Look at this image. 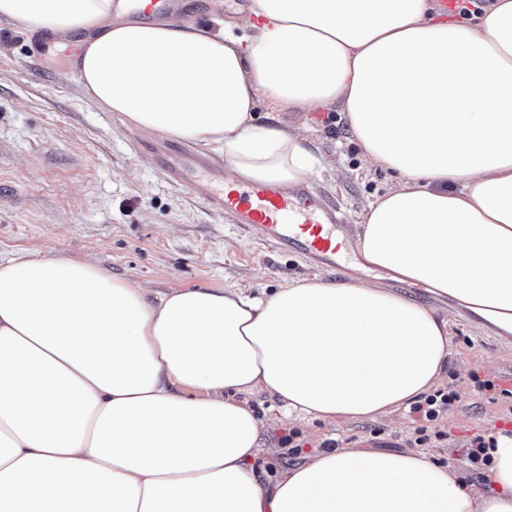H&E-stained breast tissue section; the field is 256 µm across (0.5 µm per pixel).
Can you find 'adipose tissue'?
<instances>
[{
	"mask_svg": "<svg viewBox=\"0 0 512 512\" xmlns=\"http://www.w3.org/2000/svg\"><path fill=\"white\" fill-rule=\"evenodd\" d=\"M112 0H0L58 34ZM243 35L114 23L88 39L86 93L126 123L212 147L228 181L296 185L325 165L300 129L261 123L339 104L395 183L361 216L366 262L512 340V0L469 20L431 0H256ZM447 319L382 286L304 278L272 294L143 286L89 260L0 263V512H512V430L485 487L421 451L323 449L276 479L252 461L285 414L376 419L429 394ZM255 112L259 122H270L282 126L288 125L289 127H295L299 125L301 121V113L279 112L275 110L265 98H259Z\"/></svg>",
	"mask_w": 512,
	"mask_h": 512,
	"instance_id": "1",
	"label": "adipose tissue"
}]
</instances>
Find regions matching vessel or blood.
<instances>
[{
    "instance_id": "obj_1",
    "label": "vessel or blood",
    "mask_w": 512,
    "mask_h": 512,
    "mask_svg": "<svg viewBox=\"0 0 512 512\" xmlns=\"http://www.w3.org/2000/svg\"><path fill=\"white\" fill-rule=\"evenodd\" d=\"M112 15L128 22L151 19L178 24L189 16L184 0H113ZM157 168L175 186L214 211L232 217L247 235L257 237L266 247L280 253L301 255L341 279L356 278L352 265L356 227L342 223L335 204L306 185L289 188L266 182H251L227 188L224 165L182 145L155 150Z\"/></svg>"
}]
</instances>
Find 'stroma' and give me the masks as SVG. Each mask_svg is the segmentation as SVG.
Listing matches in <instances>:
<instances>
[{"label": "stroma", "instance_id": "stroma-1", "mask_svg": "<svg viewBox=\"0 0 512 512\" xmlns=\"http://www.w3.org/2000/svg\"><path fill=\"white\" fill-rule=\"evenodd\" d=\"M38 29L0 22V261L66 255L93 259L111 275L137 281L149 298L176 288H244L272 293L316 276L315 268L244 237L228 217L211 211L186 190L172 187L150 150L137 147L134 127L84 91L77 67L41 70L32 56ZM259 121L310 126L307 146L332 161L311 186L334 200L346 223H359L368 205L393 178L364 160L338 104L300 117L259 99ZM396 292L450 318L455 347L446 368L461 395L440 418L443 440L423 445L432 459L453 465L475 490L482 471L466 450L471 438L512 428V399L490 401L474 392L471 373L512 386V341L465 318L449 315L446 302L424 289L394 283ZM250 403L270 422L253 464L259 477L295 463L280 440L299 430L305 451L325 440L340 447L411 451L419 422L408 407L377 419L336 424L283 418L269 393Z\"/></svg>", "mask_w": 512, "mask_h": 512}]
</instances>
